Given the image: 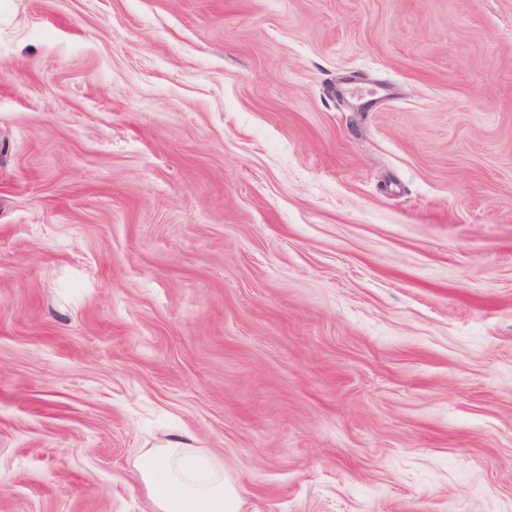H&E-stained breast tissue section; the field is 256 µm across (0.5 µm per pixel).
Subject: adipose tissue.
<instances>
[{"label":"adipose tissue","mask_w":512,"mask_h":512,"mask_svg":"<svg viewBox=\"0 0 512 512\" xmlns=\"http://www.w3.org/2000/svg\"><path fill=\"white\" fill-rule=\"evenodd\" d=\"M152 512H240L239 490L224 477V465L186 437L166 440L135 463Z\"/></svg>","instance_id":"ef3b65f1"}]
</instances>
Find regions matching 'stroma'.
Returning a JSON list of instances; mask_svg holds the SVG:
<instances>
[{
	"label": "stroma",
	"instance_id": "35a3bbf8",
	"mask_svg": "<svg viewBox=\"0 0 512 512\" xmlns=\"http://www.w3.org/2000/svg\"><path fill=\"white\" fill-rule=\"evenodd\" d=\"M512 512V0H0V512ZM152 512H240L239 490L224 478V465L179 436L135 463Z\"/></svg>",
	"mask_w": 512,
	"mask_h": 512
}]
</instances>
